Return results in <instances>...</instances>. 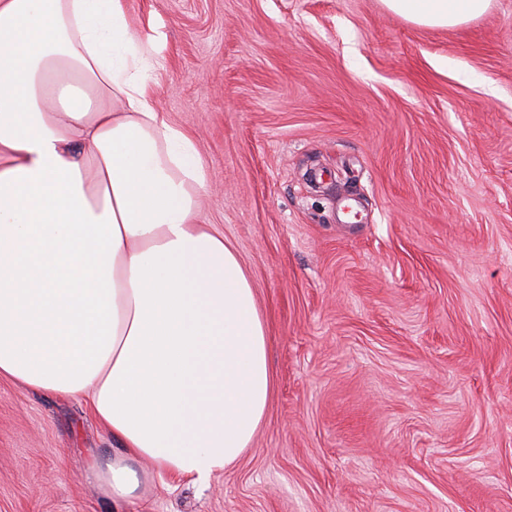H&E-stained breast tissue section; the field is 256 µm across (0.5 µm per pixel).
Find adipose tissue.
<instances>
[{"mask_svg": "<svg viewBox=\"0 0 512 512\" xmlns=\"http://www.w3.org/2000/svg\"><path fill=\"white\" fill-rule=\"evenodd\" d=\"M383 2L437 27L490 4ZM164 41L127 0H0V378L91 406L113 512L234 465L272 395L251 280L197 221L203 159L156 105Z\"/></svg>", "mask_w": 512, "mask_h": 512, "instance_id": "obj_1", "label": "adipose tissue"}]
</instances>
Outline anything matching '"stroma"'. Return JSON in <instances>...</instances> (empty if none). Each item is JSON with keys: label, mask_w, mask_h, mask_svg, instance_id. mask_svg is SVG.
Segmentation results:
<instances>
[{"label": "stroma", "mask_w": 512, "mask_h": 512, "mask_svg": "<svg viewBox=\"0 0 512 512\" xmlns=\"http://www.w3.org/2000/svg\"><path fill=\"white\" fill-rule=\"evenodd\" d=\"M238 253L273 396L234 466L127 512H512V0L454 28L381 0H129ZM116 442L0 379V512H111Z\"/></svg>", "instance_id": "1"}]
</instances>
